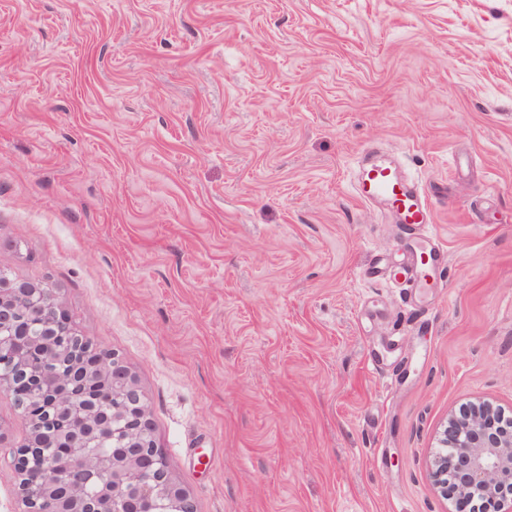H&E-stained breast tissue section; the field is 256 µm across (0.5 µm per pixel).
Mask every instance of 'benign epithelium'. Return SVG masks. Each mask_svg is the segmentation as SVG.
Masks as SVG:
<instances>
[{"instance_id": "obj_1", "label": "benign epithelium", "mask_w": 512, "mask_h": 512, "mask_svg": "<svg viewBox=\"0 0 512 512\" xmlns=\"http://www.w3.org/2000/svg\"><path fill=\"white\" fill-rule=\"evenodd\" d=\"M0 391L28 427L15 450L23 512H196L118 356L73 327L53 289L2 276ZM431 474L446 498L502 502L500 489L512 483V419L469 404L448 420Z\"/></svg>"}]
</instances>
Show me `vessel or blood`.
Here are the masks:
<instances>
[{
	"mask_svg": "<svg viewBox=\"0 0 512 512\" xmlns=\"http://www.w3.org/2000/svg\"><path fill=\"white\" fill-rule=\"evenodd\" d=\"M354 182L362 202H382L386 210L395 215L398 224L426 239L425 245L411 251L397 268L386 273L375 266L371 269L372 275L386 273L399 284L428 287V271L434 263L445 261L446 251L429 230L435 213L422 184L408 180L393 162L372 147L362 150Z\"/></svg>",
	"mask_w": 512,
	"mask_h": 512,
	"instance_id": "1",
	"label": "vessel or blood"
}]
</instances>
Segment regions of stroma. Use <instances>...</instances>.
<instances>
[{
  "label": "stroma",
  "mask_w": 512,
  "mask_h": 512,
  "mask_svg": "<svg viewBox=\"0 0 512 512\" xmlns=\"http://www.w3.org/2000/svg\"><path fill=\"white\" fill-rule=\"evenodd\" d=\"M437 185L438 287L353 192ZM145 393L196 512H456L451 414L512 416V0H0V270ZM0 512H22L0 392Z\"/></svg>",
  "instance_id": "stroma-1"
}]
</instances>
